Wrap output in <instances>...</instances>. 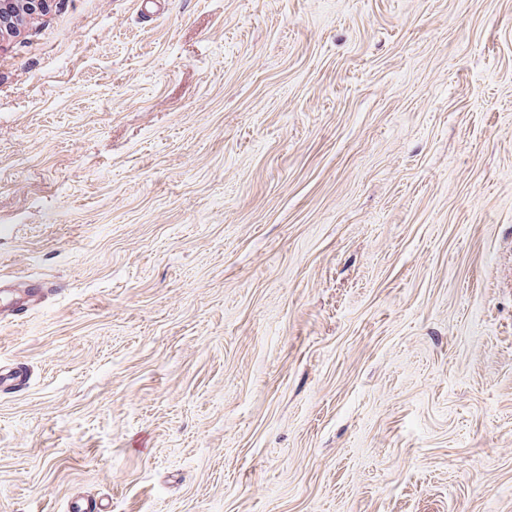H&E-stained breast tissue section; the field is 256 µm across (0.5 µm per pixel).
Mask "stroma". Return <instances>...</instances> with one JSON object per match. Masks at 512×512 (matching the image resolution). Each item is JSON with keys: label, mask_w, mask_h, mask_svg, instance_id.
<instances>
[{"label": "stroma", "mask_w": 512, "mask_h": 512, "mask_svg": "<svg viewBox=\"0 0 512 512\" xmlns=\"http://www.w3.org/2000/svg\"><path fill=\"white\" fill-rule=\"evenodd\" d=\"M2 274L0 512H512V0H54ZM37 288H11L3 285L0 289V314L9 311L16 316H25L29 310L39 305V301L49 290L44 284H35ZM22 314H18L19 311Z\"/></svg>", "instance_id": "35a3bbf8"}]
</instances>
